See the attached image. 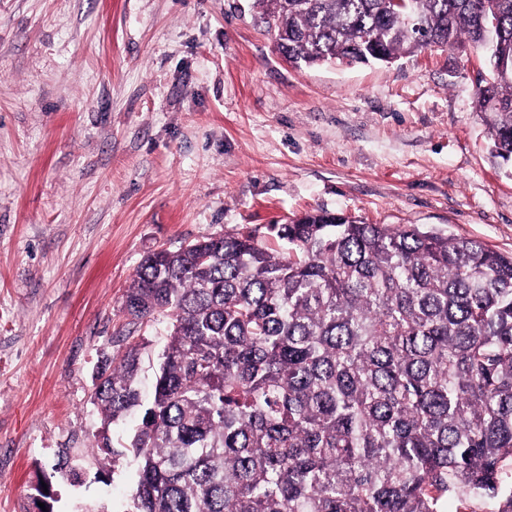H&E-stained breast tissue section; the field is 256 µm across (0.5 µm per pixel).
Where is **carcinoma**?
<instances>
[{"label":"carcinoma","instance_id":"obj_1","mask_svg":"<svg viewBox=\"0 0 512 512\" xmlns=\"http://www.w3.org/2000/svg\"><path fill=\"white\" fill-rule=\"evenodd\" d=\"M257 2L295 67L488 54L477 108L512 164V0ZM269 230L283 250L224 233L135 270L130 323L168 319L152 397L144 341L102 359L92 393L96 457L138 462L123 512H512V256L325 210ZM54 490L30 498L54 512Z\"/></svg>","mask_w":512,"mask_h":512}]
</instances>
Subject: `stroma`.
I'll use <instances>...</instances> for the list:
<instances>
[{
    "mask_svg": "<svg viewBox=\"0 0 512 512\" xmlns=\"http://www.w3.org/2000/svg\"><path fill=\"white\" fill-rule=\"evenodd\" d=\"M256 0H0V512L81 459L55 512H122L125 457L91 453L92 376L129 327L147 251L323 209L512 254L471 44L295 68Z\"/></svg>",
    "mask_w": 512,
    "mask_h": 512,
    "instance_id": "obj_1",
    "label": "stroma"
}]
</instances>
